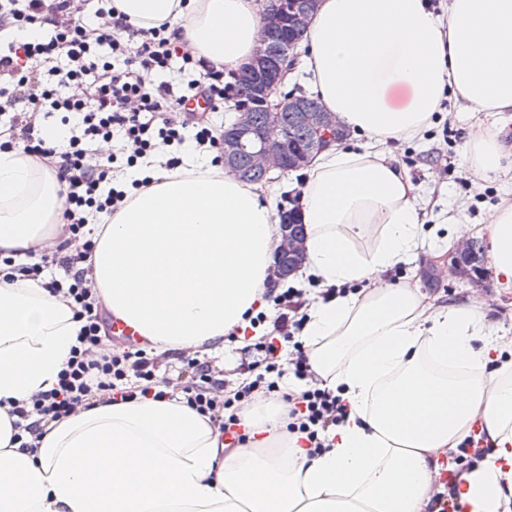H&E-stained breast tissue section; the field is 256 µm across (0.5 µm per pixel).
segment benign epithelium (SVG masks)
I'll use <instances>...</instances> for the list:
<instances>
[{
    "mask_svg": "<svg viewBox=\"0 0 512 512\" xmlns=\"http://www.w3.org/2000/svg\"><path fill=\"white\" fill-rule=\"evenodd\" d=\"M311 11L301 0H278L273 9H267L264 14V25L267 33L280 34L289 29V37L285 47L278 53H273L269 38L258 43L253 57L246 70L253 74L259 84V94L256 104L268 113V126L279 128L282 112L288 109L300 111V119L310 130L308 143L297 149L288 146V136L279 133L273 138L269 132H259L254 129L252 122V106L238 103L232 107L236 119L230 131L224 138L225 165L234 167V160L247 142H257L252 155L257 165L267 172L282 173L306 166L317 153L327 149L336 142V117L331 113L316 109L306 111L301 109V103L295 95L285 97L280 94L282 83V65L294 55L298 46L299 34L305 32ZM281 242L275 254L276 274L285 276L286 272L294 271L303 260L304 238L291 231V225H280Z\"/></svg>",
    "mask_w": 512,
    "mask_h": 512,
    "instance_id": "obj_1",
    "label": "benign epithelium"
}]
</instances>
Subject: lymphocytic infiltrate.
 Masks as SVG:
<instances>
[{"label":"lymphocytic infiltrate","mask_w":512,"mask_h":512,"mask_svg":"<svg viewBox=\"0 0 512 512\" xmlns=\"http://www.w3.org/2000/svg\"><path fill=\"white\" fill-rule=\"evenodd\" d=\"M0 0V29L20 32L46 29L41 38L9 43L0 48V116H9L8 146L23 145L57 169L67 184L61 218L67 236L60 248L68 273L47 282L50 293L62 296L83 318L78 344L58 374L53 389L16 406L13 441L38 432L47 423L94 402L129 400L136 395L163 399L180 395L188 406L209 417L221 433H232L241 413L257 399L288 401L289 432L304 435L310 452L323 451L329 431L348 410L341 398L320 388L296 338L302 329L297 315L304 292L289 288L273 295L276 310L271 332L252 337L256 353L254 380L233 388L205 358H191V376L183 385L164 390L156 371L160 356L144 349L101 353L104 323L92 281L83 263L92 249L83 238L87 211L112 213L128 197L114 188L116 163L137 166L139 159L194 138L198 147L222 150L194 101H206L220 111L231 95L221 71L183 51L182 30L161 24L136 30L138 41L122 40L132 30L112 0H103L94 16L96 26L73 11V0ZM62 113L72 126L62 148L36 136L38 115ZM296 355L283 359V343Z\"/></svg>","instance_id":"1"}]
</instances>
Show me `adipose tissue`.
I'll use <instances>...</instances> for the list:
<instances>
[{
	"label": "adipose tissue",
	"mask_w": 512,
	"mask_h": 512,
	"mask_svg": "<svg viewBox=\"0 0 512 512\" xmlns=\"http://www.w3.org/2000/svg\"><path fill=\"white\" fill-rule=\"evenodd\" d=\"M141 28L183 26L185 47L232 73L263 35L267 0H115ZM301 80L360 149L339 143L305 170L301 275L361 289L311 304L300 339L312 373L348 406L309 455L288 408H255L227 447L183 398L78 408L12 443L13 406L51 390L82 327L41 282L0 283V512H425L448 451L472 431L491 451L463 476L462 512H512V338L481 307L433 305L386 278L421 248L418 192L391 144L422 137L444 95L512 112V0H319ZM152 186L90 217L95 296L157 351L225 349L265 309L279 212L271 195L199 154L162 157ZM65 183L22 150L0 151V253L46 245ZM497 293L512 292V199L486 216Z\"/></svg>",
	"instance_id": "ef3b65f1"
}]
</instances>
